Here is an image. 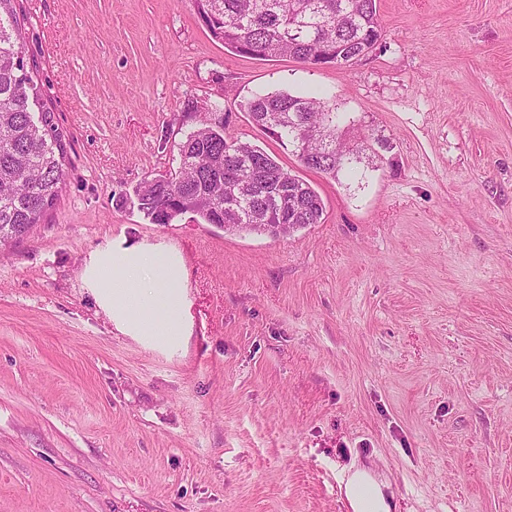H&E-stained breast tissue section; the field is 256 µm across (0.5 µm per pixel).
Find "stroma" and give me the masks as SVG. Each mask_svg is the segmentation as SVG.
<instances>
[{"label": "stroma", "instance_id": "1", "mask_svg": "<svg viewBox=\"0 0 512 512\" xmlns=\"http://www.w3.org/2000/svg\"><path fill=\"white\" fill-rule=\"evenodd\" d=\"M347 68L237 56L192 0H17L70 139L43 224L0 249V512H351L369 466L398 512H512V0H378ZM329 98L366 153L333 179L243 103ZM307 181L322 220L273 238L136 188L197 107ZM177 251L184 335L133 336L81 278L108 241Z\"/></svg>", "mask_w": 512, "mask_h": 512}]
</instances>
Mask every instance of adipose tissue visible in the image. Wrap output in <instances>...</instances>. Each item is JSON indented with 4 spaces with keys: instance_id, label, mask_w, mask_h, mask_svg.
<instances>
[{
    "instance_id": "1",
    "label": "adipose tissue",
    "mask_w": 512,
    "mask_h": 512,
    "mask_svg": "<svg viewBox=\"0 0 512 512\" xmlns=\"http://www.w3.org/2000/svg\"><path fill=\"white\" fill-rule=\"evenodd\" d=\"M82 279L111 320L143 336L183 334L185 270L177 253L110 243L90 254ZM345 495L352 512H395L365 467L352 466Z\"/></svg>"
}]
</instances>
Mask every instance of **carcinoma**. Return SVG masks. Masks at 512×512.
Returning <instances> with one entry per match:
<instances>
[{
	"label": "carcinoma",
	"mask_w": 512,
	"mask_h": 512,
	"mask_svg": "<svg viewBox=\"0 0 512 512\" xmlns=\"http://www.w3.org/2000/svg\"><path fill=\"white\" fill-rule=\"evenodd\" d=\"M200 20L234 54L308 63L323 56L345 67L373 51L382 37L377 0H193ZM15 0H0V245L23 239L58 198L68 176L67 143L27 71L16 33ZM252 122L282 143L297 129L310 134L297 149L301 164L336 178L354 170L369 145L346 139L331 101L286 91L255 94L244 104ZM43 113V124L31 117ZM179 167L144 181L138 209L152 224L190 214L226 232L246 225L318 224L322 200L277 158L224 133L210 112L179 148Z\"/></svg>",
	"instance_id": "cac0c4a2"
}]
</instances>
